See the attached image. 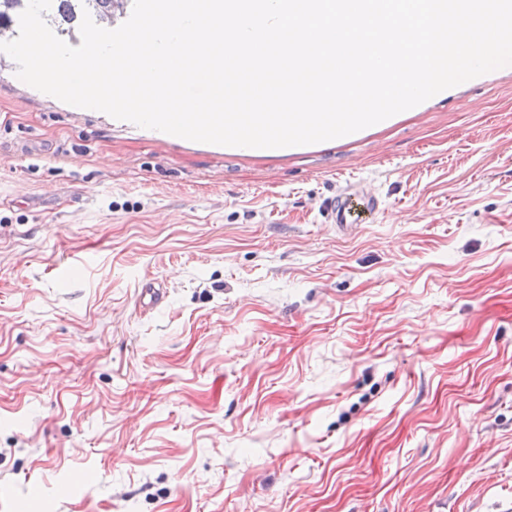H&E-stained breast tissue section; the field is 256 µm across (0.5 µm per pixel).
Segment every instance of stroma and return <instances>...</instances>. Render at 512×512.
I'll list each match as a JSON object with an SVG mask.
<instances>
[{
    "mask_svg": "<svg viewBox=\"0 0 512 512\" xmlns=\"http://www.w3.org/2000/svg\"><path fill=\"white\" fill-rule=\"evenodd\" d=\"M16 70L0 512H512V72L244 152ZM349 181L381 206L343 231ZM357 187L354 184H347L344 192L331 199L326 205L327 218L330 224H337V227L347 228L353 224L351 207L348 199L356 194Z\"/></svg>",
    "mask_w": 512,
    "mask_h": 512,
    "instance_id": "35a3bbf8",
    "label": "stroma"
}]
</instances>
